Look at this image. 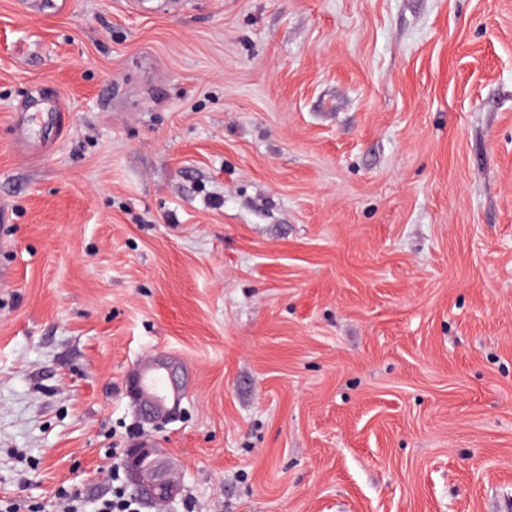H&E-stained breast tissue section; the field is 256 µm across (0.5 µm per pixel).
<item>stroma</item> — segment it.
<instances>
[{
    "label": "stroma",
    "instance_id": "obj_1",
    "mask_svg": "<svg viewBox=\"0 0 512 512\" xmlns=\"http://www.w3.org/2000/svg\"><path fill=\"white\" fill-rule=\"evenodd\" d=\"M2 269L0 512H501L512 0H0ZM133 370H138L139 372L140 387L155 393L152 398L153 409L136 405L141 419L155 426L169 421L176 413V410H171L168 406H180L182 394H176L171 390V381L164 371L153 366L150 356H146L138 361ZM156 392L165 393L168 396V405L163 401V394H156ZM123 464L132 493L153 508H160L181 491L157 448L146 442L126 448ZM97 512H139V504L126 494L120 468L112 470V492L101 499Z\"/></svg>",
    "mask_w": 512,
    "mask_h": 512
}]
</instances>
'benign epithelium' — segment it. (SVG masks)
Masks as SVG:
<instances>
[{
    "label": "benign epithelium",
    "instance_id": "7a95c632",
    "mask_svg": "<svg viewBox=\"0 0 512 512\" xmlns=\"http://www.w3.org/2000/svg\"><path fill=\"white\" fill-rule=\"evenodd\" d=\"M153 404L151 409L138 407L141 419L149 424L162 425L175 414L163 401L161 394L153 396ZM123 464L132 493L154 508L162 507L181 491L167 462L157 449L146 442L133 444L126 449Z\"/></svg>",
    "mask_w": 512,
    "mask_h": 512
}]
</instances>
